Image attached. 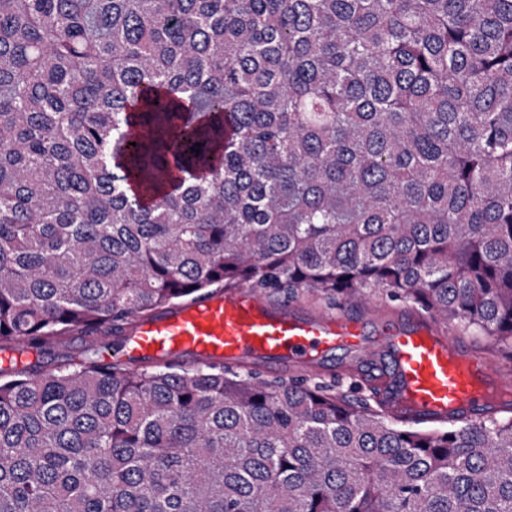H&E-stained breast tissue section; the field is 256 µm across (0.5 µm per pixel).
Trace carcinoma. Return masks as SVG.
<instances>
[{
	"instance_id": "carcinoma-1",
	"label": "carcinoma",
	"mask_w": 512,
	"mask_h": 512,
	"mask_svg": "<svg viewBox=\"0 0 512 512\" xmlns=\"http://www.w3.org/2000/svg\"><path fill=\"white\" fill-rule=\"evenodd\" d=\"M242 286L512 344V0H0V350ZM88 352L0 369V512H512L511 416Z\"/></svg>"
}]
</instances>
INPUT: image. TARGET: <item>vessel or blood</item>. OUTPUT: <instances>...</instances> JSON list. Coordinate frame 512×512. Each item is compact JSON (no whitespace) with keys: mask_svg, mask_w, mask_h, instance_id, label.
Masks as SVG:
<instances>
[{"mask_svg":"<svg viewBox=\"0 0 512 512\" xmlns=\"http://www.w3.org/2000/svg\"><path fill=\"white\" fill-rule=\"evenodd\" d=\"M365 334L362 322L338 308L308 316L251 288H218L138 320L120 355L149 363L181 357L247 369L262 361L304 368L333 350L361 347ZM384 345L394 370L375 385L393 414L471 418L512 402V380L427 316L391 325Z\"/></svg>","mask_w":512,"mask_h":512,"instance_id":"obj_1","label":"vessel or blood"}]
</instances>
